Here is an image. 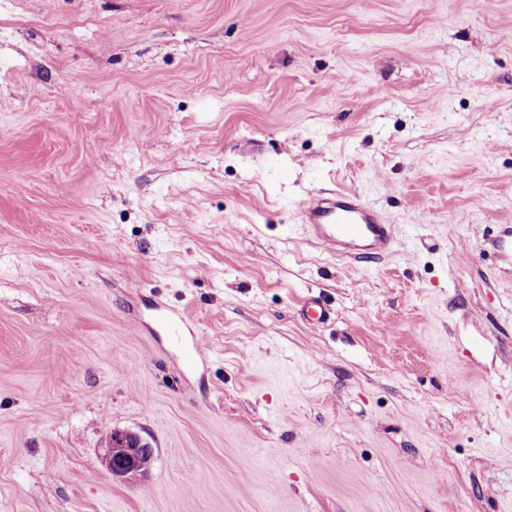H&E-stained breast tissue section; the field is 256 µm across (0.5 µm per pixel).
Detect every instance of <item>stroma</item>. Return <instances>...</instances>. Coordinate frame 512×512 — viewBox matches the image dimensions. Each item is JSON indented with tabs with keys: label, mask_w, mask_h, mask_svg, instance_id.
<instances>
[{
	"label": "stroma",
	"mask_w": 512,
	"mask_h": 512,
	"mask_svg": "<svg viewBox=\"0 0 512 512\" xmlns=\"http://www.w3.org/2000/svg\"><path fill=\"white\" fill-rule=\"evenodd\" d=\"M0 512H512V0H0ZM295 214L307 235L336 259L389 254L397 244L396 229L381 210L346 190L309 193L296 201ZM300 314L307 323L320 325L331 319L333 311L327 303L316 298H310L302 305ZM102 457L107 472L120 479H131L143 475L154 459L152 445L139 434L115 430L109 439Z\"/></svg>",
	"instance_id": "obj_1"
}]
</instances>
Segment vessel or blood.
I'll return each instance as SVG.
<instances>
[{
	"instance_id": "obj_1",
	"label": "vessel or blood",
	"mask_w": 512,
	"mask_h": 512,
	"mask_svg": "<svg viewBox=\"0 0 512 512\" xmlns=\"http://www.w3.org/2000/svg\"><path fill=\"white\" fill-rule=\"evenodd\" d=\"M295 214L307 235L339 259L389 254L397 244L396 229L381 210L346 190L308 194L296 201ZM300 313L307 323L320 325L331 319L333 311L311 298Z\"/></svg>"
}]
</instances>
